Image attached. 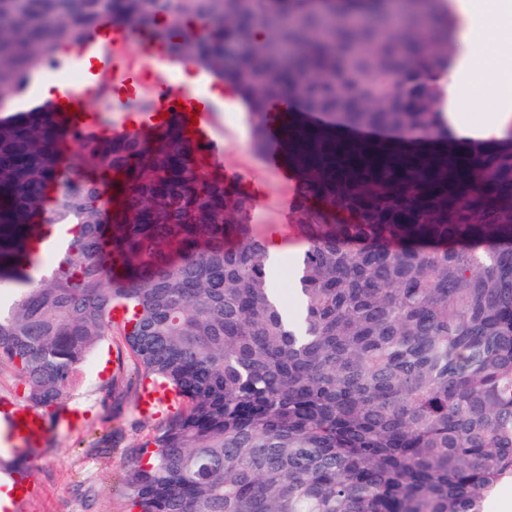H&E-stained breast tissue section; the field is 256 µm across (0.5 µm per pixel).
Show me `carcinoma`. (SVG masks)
Masks as SVG:
<instances>
[{
	"label": "carcinoma",
	"mask_w": 512,
	"mask_h": 512,
	"mask_svg": "<svg viewBox=\"0 0 512 512\" xmlns=\"http://www.w3.org/2000/svg\"><path fill=\"white\" fill-rule=\"evenodd\" d=\"M426 5L0 0L1 96L105 25L144 31L230 80L252 147L275 136L294 181L291 319L255 195L182 123L114 136L68 130L53 104L0 117V283L16 285L0 368L57 409L128 308L142 380L179 403L137 449L134 512H484L512 477V135L445 124L456 19L432 29ZM282 100L304 112L271 111Z\"/></svg>",
	"instance_id": "cac0c4a2"
}]
</instances>
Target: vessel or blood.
<instances>
[{
  "mask_svg": "<svg viewBox=\"0 0 512 512\" xmlns=\"http://www.w3.org/2000/svg\"><path fill=\"white\" fill-rule=\"evenodd\" d=\"M128 41L126 31L114 29L102 37L80 42L71 59L72 66H80L86 54H96L111 71L112 83L101 85L92 71L83 72L80 85L62 90V121L78 127L93 125L96 119L94 104L98 101L107 103L110 111L124 113V120L113 128L117 134L153 128L164 123L169 115L185 120L191 118L195 121L191 132L197 147L213 161H220L222 152L214 138L220 107L209 96L207 74H200L196 88L186 89L176 83L172 71L161 70L150 88L142 89L122 53ZM46 430L44 420L34 411L7 399L0 400V446H36L45 437ZM0 479L10 482L11 490L16 494L12 505L16 508L35 489V479L31 476L17 478L5 471L0 473Z\"/></svg>",
  "mask_w": 512,
  "mask_h": 512,
  "instance_id": "b4317fda",
  "label": "vessel or blood"
}]
</instances>
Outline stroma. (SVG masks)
Instances as JSON below:
<instances>
[{"instance_id": "1", "label": "stroma", "mask_w": 512, "mask_h": 512, "mask_svg": "<svg viewBox=\"0 0 512 512\" xmlns=\"http://www.w3.org/2000/svg\"><path fill=\"white\" fill-rule=\"evenodd\" d=\"M455 70L456 86L464 94L455 98L451 118L455 127L468 129L481 116L499 110L500 91L493 79L472 83L465 59H457ZM217 136L224 145L225 171L241 174L256 196V233L280 240L273 285L289 310H296L291 272L304 247L288 222L293 183L251 148L242 103L222 112ZM142 386L122 335L113 332L83 364L79 382L65 402L70 422L60 424L48 417L49 434L30 460L37 490L19 512H128L125 477L135 461L134 450L169 412L165 405L143 409Z\"/></svg>"}]
</instances>
